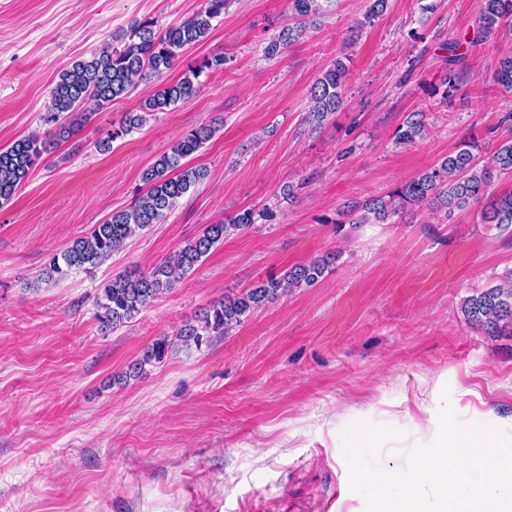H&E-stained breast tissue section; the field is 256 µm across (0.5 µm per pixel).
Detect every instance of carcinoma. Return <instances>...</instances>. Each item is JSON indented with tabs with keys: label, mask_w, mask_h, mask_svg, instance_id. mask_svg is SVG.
<instances>
[{
	"label": "carcinoma",
	"mask_w": 512,
	"mask_h": 512,
	"mask_svg": "<svg viewBox=\"0 0 512 512\" xmlns=\"http://www.w3.org/2000/svg\"><path fill=\"white\" fill-rule=\"evenodd\" d=\"M231 0H206L205 8L194 16L163 29L151 18L135 20L130 27L112 36V43L87 57L74 60L62 70L50 89V102L41 117L45 131L35 132L0 149V207L10 202L18 187L29 177L42 154L68 141L93 113L88 104L102 108L126 97L140 80L156 82L154 92L139 106L124 113L112 130L97 140L96 148L107 152L112 142L144 127L149 119L180 103L192 101L202 86L201 76L224 70V54H214L201 61L186 63L179 79L169 82L165 74L179 64L183 52L205 39L212 21L224 15ZM324 0H291L294 23L273 35L264 52L278 56L297 41L322 12ZM363 21L356 29L372 24L387 7V0H366ZM512 25V0H478L477 36L468 44L483 42ZM461 43L443 46L446 74L442 99L448 100L457 90L458 75L454 65L462 59ZM347 65L341 59L320 72L308 92L305 123L319 130L344 102ZM494 81L512 91V52L498 58ZM426 116L422 112L407 115L394 131V144L411 145L427 134ZM216 133V127L200 125L179 138L163 152L141 176L145 188L123 210L113 212L103 223L75 239L54 254L43 270L46 281L62 278L73 269L90 271L122 250L126 242L154 224H161L179 199L204 180L206 170L190 165L188 158L200 151ZM475 145L462 141L442 161L405 181L384 196L355 204L339 213L340 224L386 223L406 211L408 206H433L466 211L485 203L481 223L500 232H512V192L489 196L494 179L512 175V140L498 143L491 163L482 164L474 153ZM274 214L244 209L227 215L218 224L206 225L202 232L187 241L163 262L147 272H129L112 279L97 298V318L105 329L122 326L153 305L199 264L224 239L236 232L254 228L258 220H271ZM336 255L325 254L294 264L281 276L258 282L241 295L213 302L195 319L183 324L175 338L160 336L133 360L125 372L114 378L122 384L145 373V368L164 361L180 348L201 349L215 336H224L239 326L251 310L261 307L297 288L316 285L335 262ZM461 311L466 321L487 336H497L512 328V270L502 283L463 300Z\"/></svg>",
	"instance_id": "1"
}]
</instances>
